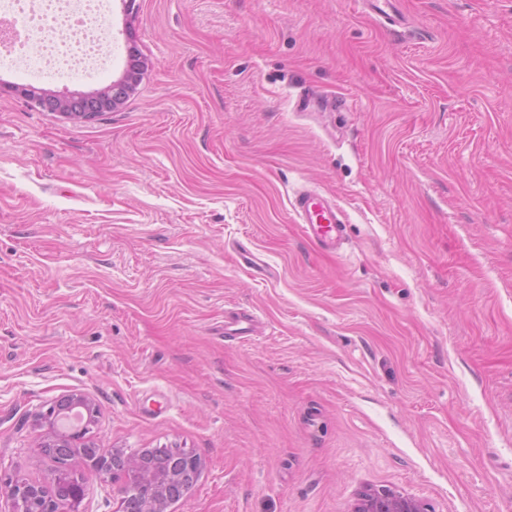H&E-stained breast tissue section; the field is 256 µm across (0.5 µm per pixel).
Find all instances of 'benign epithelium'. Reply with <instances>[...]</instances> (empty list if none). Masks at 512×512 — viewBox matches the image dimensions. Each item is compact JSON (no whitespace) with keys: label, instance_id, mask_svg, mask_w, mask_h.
I'll return each mask as SVG.
<instances>
[{"label":"benign epithelium","instance_id":"obj_1","mask_svg":"<svg viewBox=\"0 0 512 512\" xmlns=\"http://www.w3.org/2000/svg\"><path fill=\"white\" fill-rule=\"evenodd\" d=\"M128 53L130 65L123 76L95 92L57 95L30 87L21 95L42 111L74 120H93L122 107L136 89L143 71L148 69V61L140 59L135 45L129 46ZM98 413L93 397L70 393L57 398L47 411L38 414L46 427L40 448L54 459L57 467L44 482L0 477V492L11 501L12 512H58L62 503L68 505V512H89L84 501L91 475L103 487L119 476L125 477L120 512H170L172 504L188 495L204 468L199 456L175 448L159 466L146 448L134 453L119 449L103 453L86 438L88 426L96 421ZM74 456L89 463L91 475L65 467V462ZM354 512H427V509L414 499L382 490L362 494Z\"/></svg>","mask_w":512,"mask_h":512}]
</instances>
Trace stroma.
<instances>
[{"label": "stroma", "mask_w": 512, "mask_h": 512, "mask_svg": "<svg viewBox=\"0 0 512 512\" xmlns=\"http://www.w3.org/2000/svg\"><path fill=\"white\" fill-rule=\"evenodd\" d=\"M102 6L86 74L0 60V474L47 479L35 415L84 392L103 452L203 460L172 512H512V0ZM131 37L116 111L21 96L120 79ZM130 65L123 76L92 93L73 92L66 95L48 93L42 89L30 87L21 95L35 108L53 112L74 120H93L105 112L122 107L136 89L143 71L148 69V60H140L135 45L128 49ZM292 208L304 233L318 246L336 252L343 244L339 224L343 215L341 208L315 189H303L295 194ZM354 512H427L420 502L390 491L363 493Z\"/></svg>", "instance_id": "35a3bbf8"}]
</instances>
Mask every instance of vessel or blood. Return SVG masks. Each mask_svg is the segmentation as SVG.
Segmentation results:
<instances>
[{
	"label": "vessel or blood",
	"instance_id": "b4317fda",
	"mask_svg": "<svg viewBox=\"0 0 512 512\" xmlns=\"http://www.w3.org/2000/svg\"><path fill=\"white\" fill-rule=\"evenodd\" d=\"M292 208L305 234L326 251H337L343 244L339 227L341 208L313 189L295 194Z\"/></svg>",
	"mask_w": 512,
	"mask_h": 512
}]
</instances>
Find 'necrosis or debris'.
<instances>
[{
  "instance_id": "obj_1",
  "label": "necrosis or debris",
  "mask_w": 512,
  "mask_h": 512,
  "mask_svg": "<svg viewBox=\"0 0 512 512\" xmlns=\"http://www.w3.org/2000/svg\"><path fill=\"white\" fill-rule=\"evenodd\" d=\"M100 0H0V53L70 71L102 49Z\"/></svg>"
}]
</instances>
